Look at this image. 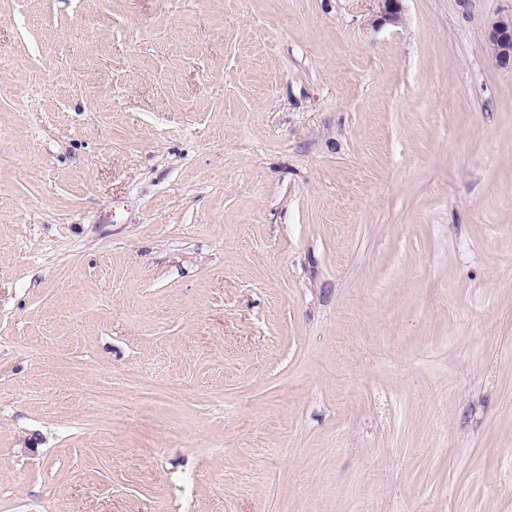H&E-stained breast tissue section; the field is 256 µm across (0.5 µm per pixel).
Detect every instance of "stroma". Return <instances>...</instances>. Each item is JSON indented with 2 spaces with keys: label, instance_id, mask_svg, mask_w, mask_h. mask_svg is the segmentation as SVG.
<instances>
[{
  "label": "stroma",
  "instance_id": "1",
  "mask_svg": "<svg viewBox=\"0 0 512 512\" xmlns=\"http://www.w3.org/2000/svg\"><path fill=\"white\" fill-rule=\"evenodd\" d=\"M0 0V512H512V0ZM487 47L501 68L512 69V14L510 19L499 18L488 25Z\"/></svg>",
  "mask_w": 512,
  "mask_h": 512
}]
</instances>
